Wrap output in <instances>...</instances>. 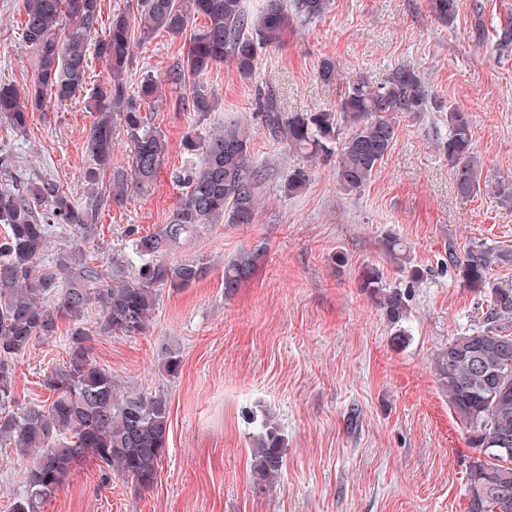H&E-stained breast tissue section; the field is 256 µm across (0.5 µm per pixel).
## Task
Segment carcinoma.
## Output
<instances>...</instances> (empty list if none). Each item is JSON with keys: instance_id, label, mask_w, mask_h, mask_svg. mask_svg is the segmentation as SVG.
Segmentation results:
<instances>
[{"instance_id": "cac0c4a2", "label": "carcinoma", "mask_w": 512, "mask_h": 512, "mask_svg": "<svg viewBox=\"0 0 512 512\" xmlns=\"http://www.w3.org/2000/svg\"><path fill=\"white\" fill-rule=\"evenodd\" d=\"M429 6L442 22L452 21L458 9L457 0H429ZM327 7L328 0H293L290 12L287 0H264L261 10L251 13L244 0H140L137 9L112 14L101 34V0H25L23 38L35 53L36 81L22 90L0 83V117L24 133L49 103L85 91L89 46H94L108 66V78L88 101L95 114L87 141L94 167L84 177L94 184L98 170H111V199L120 204L127 192L152 187L168 153L165 135L147 126L142 116L143 105L161 100V87L147 76L136 91H127L135 46L159 31L181 35L193 20H204L191 32L182 68L170 74V82L188 85V111L205 118L218 107L206 82L214 67L228 60L240 75L251 76L262 50L279 44L293 16L318 18ZM258 101L261 123L272 139L311 157L336 152L337 182L347 193L364 187L391 151L401 115H418L437 104L410 65L395 68L376 85L363 78L350 83L333 110L283 112L270 92L258 94ZM447 118L442 148L458 195L468 199L484 191L512 202V177L483 173L468 113L450 105ZM119 124L128 138V161L115 166L112 147ZM252 139L250 126L234 117L225 118L204 139L187 133L186 160L174 173L183 192L169 222L151 235L129 230V251L115 263L108 281L83 262L84 244L96 230V205H74L50 179L0 189V224L6 225L0 238V441L25 459V494L13 500L10 512H43L88 458L108 478L116 473L144 489L153 486L168 444V398L160 392L119 391L112 374L90 355L89 342L95 335L142 333L155 316L157 287L180 290L202 277L199 261L166 260L173 244L225 217L230 224L252 223L261 179L250 151ZM310 179L309 169L292 170L285 192H301ZM63 229L76 242L58 255L56 274L47 271L43 258L50 239ZM384 245L398 268L417 281L419 271L410 266L405 241L388 233ZM264 253L258 245L225 264L224 293L248 281ZM511 265L509 249L461 251L448 245V266L466 287L484 293L486 301L481 325L448 341L435 359L469 447L485 454L472 460L466 472L467 512H512V455L497 448L500 441L512 440V280L492 276L494 267ZM359 281L372 294L382 288V275L374 267L362 268ZM93 304L100 313L90 330L80 322ZM385 308L392 320H400L406 310L403 294L391 292ZM63 318L73 322L68 357L43 376L47 398L15 409L14 361L56 337ZM284 445L278 425L263 418L253 438L258 479L280 471Z\"/></svg>"}]
</instances>
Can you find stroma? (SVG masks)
Instances as JSON below:
<instances>
[{"label":"stroma","mask_w":512,"mask_h":512,"mask_svg":"<svg viewBox=\"0 0 512 512\" xmlns=\"http://www.w3.org/2000/svg\"><path fill=\"white\" fill-rule=\"evenodd\" d=\"M445 24L428 0H330L326 13L294 18L281 42L260 55L251 77L228 62L207 78L216 112L186 111L187 87L169 81L187 35L158 32L135 47L128 87L158 80L162 99L144 105L168 155L148 191L123 203L103 201L85 260L103 275L125 253L127 231L152 233L168 223L182 195L172 177L183 164L182 138L203 137L226 116L254 130L251 154L263 173L252 223L208 224L181 239L168 261L199 260L200 281L161 288L155 317L138 336L93 337L92 357L120 389L164 393L170 404L167 451L152 488L123 476L103 479L86 461L44 512H466V471L475 455L448 406L434 367L454 336L478 326L482 298L448 265V248L512 249V204L478 193L462 199L442 149L445 113L403 118L390 153L359 192L336 181L334 157L285 149L256 117L257 91L286 112L335 108L349 81L387 79L403 64L418 69L433 96L468 112L475 153L485 172L512 174V52L496 31L512 20V0H457ZM22 0H0V83L32 85L36 59L22 35ZM336 63L335 81L318 77L322 59ZM94 115L88 98L51 105L26 133L0 121L21 179L46 178L77 205L109 193L110 172L88 184L85 150ZM312 177L285 194L290 170ZM405 239L419 281L390 262L386 232ZM261 245L256 274L231 295L224 265ZM384 274L385 291L401 289L407 316L392 322L383 293L361 288L364 265ZM59 335L15 364L22 404L47 394L43 375L67 357ZM181 359L177 375L162 368V347ZM271 416L285 439L284 464L273 478L253 473L254 419Z\"/></svg>","instance_id":"1"}]
</instances>
